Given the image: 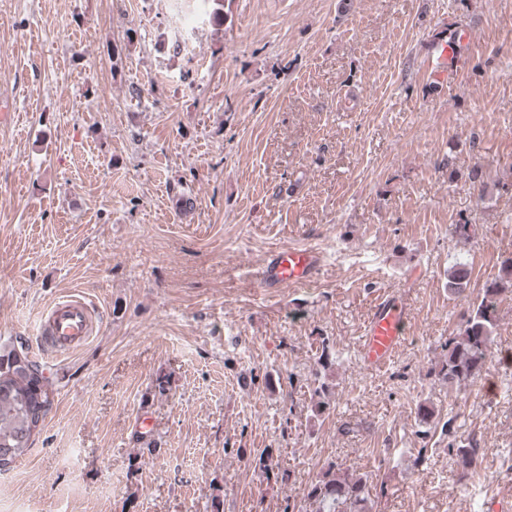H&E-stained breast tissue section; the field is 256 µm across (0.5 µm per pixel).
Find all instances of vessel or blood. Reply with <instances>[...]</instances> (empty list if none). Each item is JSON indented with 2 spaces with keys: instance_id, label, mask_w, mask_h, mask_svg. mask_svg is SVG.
<instances>
[{
  "instance_id": "1",
  "label": "vessel or blood",
  "mask_w": 512,
  "mask_h": 512,
  "mask_svg": "<svg viewBox=\"0 0 512 512\" xmlns=\"http://www.w3.org/2000/svg\"><path fill=\"white\" fill-rule=\"evenodd\" d=\"M324 252L311 245L283 246L271 250L251 270L258 288L277 293L316 280L325 267ZM410 313L404 299L384 292L377 296L359 342L361 367L371 373L385 371L407 341ZM92 333L87 304L72 297L51 307L40 338L42 347L63 354Z\"/></svg>"
}]
</instances>
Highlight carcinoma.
Instances as JSON below:
<instances>
[{
  "label": "carcinoma",
  "instance_id": "carcinoma-1",
  "mask_svg": "<svg viewBox=\"0 0 512 512\" xmlns=\"http://www.w3.org/2000/svg\"><path fill=\"white\" fill-rule=\"evenodd\" d=\"M469 273L456 264L448 274V290L466 295ZM512 294V256L501 259L500 273L485 283L481 296L469 302L462 318V329L448 338L438 371L448 386H460L477 380L484 372L492 353L497 325V302ZM29 352L22 339L0 342V451L11 452L17 459L26 454L32 428L54 405V391L45 379L30 372ZM460 464L469 468L477 464L484 448L480 440L469 437L454 448ZM254 467L266 476L279 478L281 465L270 448L252 456ZM306 498L319 505L316 512H368L370 485L368 477L343 471L331 463L306 489Z\"/></svg>",
  "mask_w": 512,
  "mask_h": 512
}]
</instances>
